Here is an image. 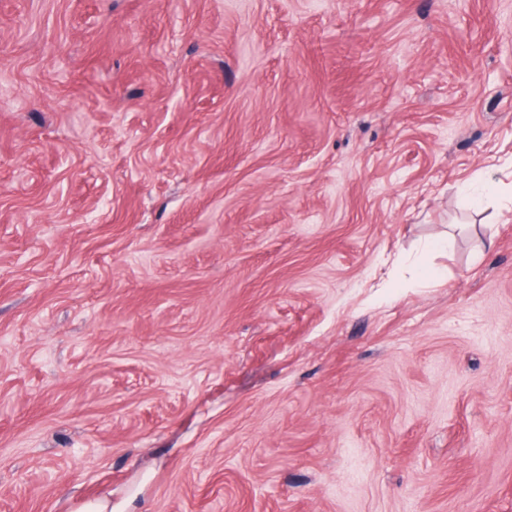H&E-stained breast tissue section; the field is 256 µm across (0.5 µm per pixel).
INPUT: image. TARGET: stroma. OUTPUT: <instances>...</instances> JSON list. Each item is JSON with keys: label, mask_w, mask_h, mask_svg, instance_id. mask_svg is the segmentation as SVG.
Returning <instances> with one entry per match:
<instances>
[{"label": "stroma", "mask_w": 512, "mask_h": 512, "mask_svg": "<svg viewBox=\"0 0 512 512\" xmlns=\"http://www.w3.org/2000/svg\"><path fill=\"white\" fill-rule=\"evenodd\" d=\"M97 500L512 512V0H0V512Z\"/></svg>", "instance_id": "obj_1"}]
</instances>
